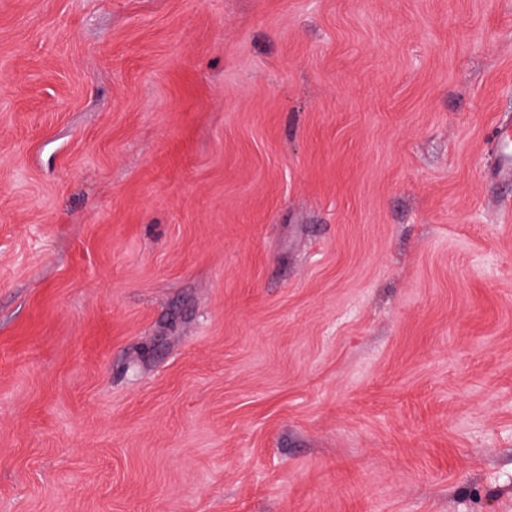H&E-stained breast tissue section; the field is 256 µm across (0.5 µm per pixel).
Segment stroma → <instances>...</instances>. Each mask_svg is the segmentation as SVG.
I'll use <instances>...</instances> for the list:
<instances>
[{
    "instance_id": "obj_1",
    "label": "stroma",
    "mask_w": 512,
    "mask_h": 512,
    "mask_svg": "<svg viewBox=\"0 0 512 512\" xmlns=\"http://www.w3.org/2000/svg\"><path fill=\"white\" fill-rule=\"evenodd\" d=\"M512 0H0V512H512ZM497 160L492 176L498 179L512 178V130L508 127L497 128Z\"/></svg>"
}]
</instances>
